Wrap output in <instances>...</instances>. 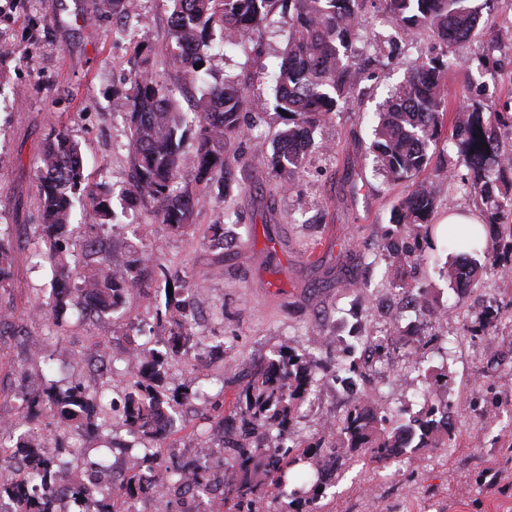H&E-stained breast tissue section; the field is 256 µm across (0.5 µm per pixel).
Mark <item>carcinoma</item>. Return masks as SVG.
Masks as SVG:
<instances>
[{"label":"carcinoma","instance_id":"obj_1","mask_svg":"<svg viewBox=\"0 0 512 512\" xmlns=\"http://www.w3.org/2000/svg\"><path fill=\"white\" fill-rule=\"evenodd\" d=\"M171 36L175 48L168 52L172 66L190 81H202L203 65L209 51L217 46L235 45L250 37L266 21L279 3L288 8V50L280 63L275 81V108L286 112L288 123L274 142L264 164L280 177L291 180L301 170L313 146V129L333 119L344 107L357 84L359 69L355 62V44L373 45L372 37L357 25L365 0H169ZM399 34L410 37L427 32L438 44L448 45L468 38L477 29L479 7L473 0H381ZM185 42L195 44V52L183 55ZM451 62L440 56L415 65L403 84L379 112L372 152L381 168L396 180H410L411 191L396 207L392 222L399 234L408 236L428 222L436 196L427 180H417L426 172L441 139L446 115L444 76ZM126 112L130 128L128 144L130 163L136 180L125 190L131 202L146 199L157 204L158 223L175 232L191 224L200 199L174 189L179 176V156L185 137L186 117L178 109L171 90L146 67L135 74L127 96ZM250 107L242 88L230 78L214 86L199 100L192 123L194 147L198 160L197 182L207 192L217 188L239 190L237 169L243 157L235 144L243 138V118ZM512 135V119L502 112H491L476 101L455 117L448 141L456 150L457 164L468 174L463 187L481 200L484 225L495 232L492 247L483 250L484 262L466 257L444 268L456 287L478 283L484 268L490 266L505 273L512 271V155L501 152L504 137ZM39 223L31 225L32 239L45 244L49 260L63 254L69 243L72 201L78 194L91 198L92 219L118 223L107 199L86 183L81 145L59 130L49 135L41 154L37 185ZM409 243L388 249L386 277L391 278L401 262L416 252ZM169 280V270L158 255L115 264L110 260L84 276V283L94 289L96 309L105 314L121 308L125 295L140 287L146 267ZM12 252L8 235L0 231V287L10 279ZM53 308L79 304L61 279L51 289ZM176 314L170 316L169 341L165 350L148 349L134 344V353L126 358L132 373L120 401H112V412L139 445L137 467L148 465L150 477L133 472L112 496H92L99 485L98 475L86 482L64 486L65 494L84 504V512H125L127 500L147 489L157 495L161 512H181L178 499L167 488L189 478L199 486L211 482V472L203 466L172 465L159 472L154 468L158 451L159 415L188 399V388L169 391L165 386L171 362L188 354L187 344L195 337L190 288L173 290ZM320 360L310 353L299 355L286 346L275 357L250 373L248 381L233 406L234 414L252 430L271 434L265 452H258L245 438L224 439V447L233 452L231 472L224 480L219 504L226 512H259L257 503L269 488L288 484L291 468L309 464L315 468L314 490L323 488V480L344 467L346 453L368 455L377 461L437 448L450 443L452 429L447 408L430 403L418 414L404 420L392 413L355 404L338 425L342 451L330 462L320 460L322 453L297 452L288 445L299 404L317 380ZM105 392L89 391L78 383L64 391L48 389L23 408L25 417L41 416L46 429L56 435L60 423L89 432L110 425ZM16 447L24 454L30 479L13 476L0 478V501L9 500L14 512H55L58 483L57 458L19 435Z\"/></svg>","mask_w":512,"mask_h":512}]
</instances>
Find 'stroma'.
<instances>
[{
    "label": "stroma",
    "instance_id": "35a3bbf8",
    "mask_svg": "<svg viewBox=\"0 0 512 512\" xmlns=\"http://www.w3.org/2000/svg\"><path fill=\"white\" fill-rule=\"evenodd\" d=\"M483 30L450 44L456 65L446 78L448 116L462 109L466 92L482 95L495 111L512 113V53L490 50L496 34L512 33V0H491L482 11ZM280 12L251 38L214 49L206 64L207 84L234 77L252 101L251 129L241 149L245 163L237 177L245 189L221 200L206 199L187 234L159 224L151 203L128 205L121 191L133 180L128 159L127 95L138 52L152 47L148 68L174 90L180 108L192 112L203 87L185 82L165 51L171 45L167 0H138V16L118 25L102 0H0V227L12 240V273L0 288V305L13 309L19 336L0 335V418L20 414L23 395L49 384L65 388L87 382L88 366L77 352L103 341L117 371L131 343L164 349L169 332L155 320L166 307V284L145 276L126 295L123 316L105 313L83 319L65 307L42 318L33 308L53 276L27 234L38 221L37 174L48 135L66 130L83 150L91 186L105 194L120 223L89 226V200L74 201L70 251L81 264L97 266L103 255L133 260L159 250L164 264L192 286V300L203 316L197 326L205 341L191 354L209 364V379L194 380L172 366L171 383L193 392L190 412L176 415L161 441L163 454L193 461L204 441L236 433L238 421H204L215 396L232 401L252 363L271 358L286 345L296 352L319 351L328 382L321 409L343 419L355 401L371 402L403 417L421 410L418 392L432 387L454 412L450 446L410 453L409 468L360 457L336 479L334 496L322 498L323 512H512V276L488 271L475 288L462 293L441 270L457 250L439 222L449 209L480 210L479 201L448 184L446 163L426 171L437 195L427 236L417 258L384 276L385 246L395 229L393 208L410 192L407 181L380 169L370 145L375 113L419 60L436 56L427 34L399 38L379 0H366L359 23L376 37L375 47L357 44L364 73L349 102L321 123L311 152L292 184H284L263 163L284 127L274 108L273 75L288 43ZM206 84V85H207ZM236 216L224 224L225 215ZM223 223L224 245L212 247L213 224ZM97 235L104 254L86 255L84 241ZM419 298L417 310H404L399 328L383 319V308L402 307L405 290ZM492 309L499 318L493 333L473 331L477 314ZM333 336L336 348L317 350L319 337ZM376 343L378 357L398 362L418 359L410 378L378 373L357 353L362 339ZM237 359L238 375L224 374L220 358ZM354 366L349 380L333 378L337 359ZM117 446L106 450L107 439ZM130 437L120 426L110 436L79 435L89 460L121 467Z\"/></svg>",
    "mask_w": 512,
    "mask_h": 512
}]
</instances>
